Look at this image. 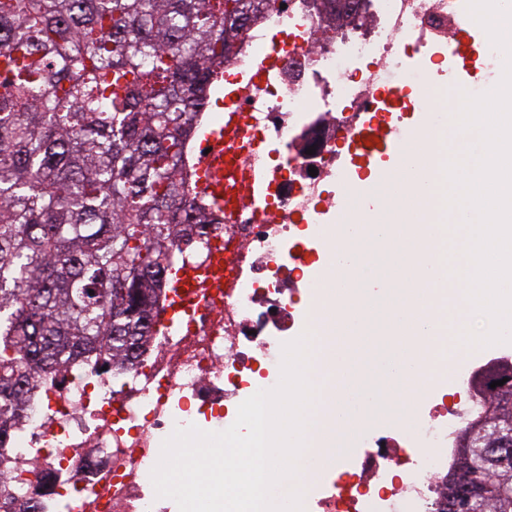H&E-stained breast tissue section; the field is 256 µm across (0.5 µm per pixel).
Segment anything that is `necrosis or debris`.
<instances>
[{
  "instance_id": "necrosis-or-debris-1",
  "label": "necrosis or debris",
  "mask_w": 512,
  "mask_h": 512,
  "mask_svg": "<svg viewBox=\"0 0 512 512\" xmlns=\"http://www.w3.org/2000/svg\"><path fill=\"white\" fill-rule=\"evenodd\" d=\"M472 17L460 0H364L353 19L329 22L305 0H271L262 21L228 61L221 78L234 85L230 105L244 116L237 163L261 172L258 197L228 209L187 183L188 204L208 215L193 227L187 265L203 270L215 255L231 269L227 283L200 289L181 323L158 314L147 353L120 374L61 368L12 438L0 473V512H171L150 474L175 428L230 427L241 402L280 381L282 346L307 331L312 314L296 295H319L316 265L335 245L317 224L324 182L329 207L351 213L349 175L336 167L337 138L362 125L383 95L419 84L442 90L439 62L411 64L407 48H440ZM285 34L274 45L271 32ZM322 126L324 154L306 158L302 135ZM311 261H304V254ZM463 422L426 401L417 418L361 428L351 462L304 489V512H435Z\"/></svg>"
}]
</instances>
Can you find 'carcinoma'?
Returning <instances> with one entry per match:
<instances>
[{
  "instance_id": "obj_1",
  "label": "carcinoma",
  "mask_w": 512,
  "mask_h": 512,
  "mask_svg": "<svg viewBox=\"0 0 512 512\" xmlns=\"http://www.w3.org/2000/svg\"><path fill=\"white\" fill-rule=\"evenodd\" d=\"M267 4L0 0L1 449L37 380L144 353L183 240L186 140ZM458 468L496 476L464 512H512V406L480 403Z\"/></svg>"
}]
</instances>
